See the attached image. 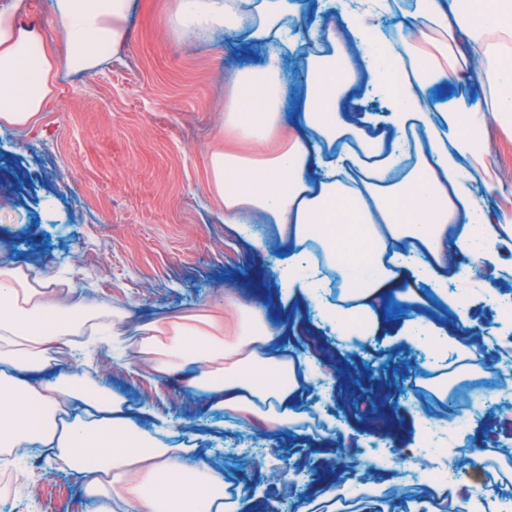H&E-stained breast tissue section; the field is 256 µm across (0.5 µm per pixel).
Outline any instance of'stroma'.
Here are the masks:
<instances>
[{
	"instance_id": "35a3bbf8",
	"label": "stroma",
	"mask_w": 512,
	"mask_h": 512,
	"mask_svg": "<svg viewBox=\"0 0 512 512\" xmlns=\"http://www.w3.org/2000/svg\"><path fill=\"white\" fill-rule=\"evenodd\" d=\"M168 0H133L126 42L118 58L95 71L60 70L56 91L39 122L24 130L0 125V261L66 273L84 296L124 309L126 336L151 321L194 316L220 306L225 320L235 301L266 310L282 327L280 350L312 357L326 370H347L355 385H339L328 396L302 386V408L331 416L330 434L296 428L270 436L245 421L217 428L223 413L210 409L207 395L177 379L153 382L139 364L112 353L111 342L91 352L96 382L144 407V427L153 417L174 426L176 440L198 442L211 465L232 485L246 484L255 500L284 508L280 481L284 460L300 466L298 498L312 501L326 476L356 485L376 452L402 454L426 439L413 417L447 413L432 391L414 344L403 340V320L413 307L432 301L430 288H397L383 306L386 327L370 348L343 349L330 330L317 328L309 306L275 301L278 283L270 256L288 248L274 225L228 224L208 186V159L224 118L228 77L259 64L262 47L224 31L174 37L165 33ZM474 174L473 191L493 223L512 219V115L477 128L474 156L464 158ZM261 233L262 248L250 241ZM483 280L448 283L449 296L471 310L466 329L481 336L470 372L499 366L507 332L487 298ZM472 449L512 446V420L490 411L469 431ZM347 446L360 461L337 471L336 450ZM247 448L248 462L226 457L225 449ZM23 490L0 484V512H90L75 475L40 456L18 469ZM376 481L392 495L367 501L352 493L344 512H419L435 506L432 483L400 485L397 469Z\"/></svg>"
}]
</instances>
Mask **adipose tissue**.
<instances>
[{"label":"adipose tissue","instance_id":"obj_1","mask_svg":"<svg viewBox=\"0 0 512 512\" xmlns=\"http://www.w3.org/2000/svg\"><path fill=\"white\" fill-rule=\"evenodd\" d=\"M336 0H318L304 14L299 0H168L165 29L173 36L224 29L266 46L257 67L232 78L224 96V130L239 138H286L272 158L253 164L217 150L209 189L224 221L251 211L276 224L288 254L276 261L282 301H310L320 325L346 343L383 332L381 301L407 280L448 299L449 256L488 246L512 226L496 228L460 175L472 154L471 132L486 114L512 113V0H416L402 11L392 41L367 13L328 14ZM131 0H53L71 68L94 70L104 47L120 51ZM27 0H0V123H37L56 86L58 62L42 47L38 26L24 22ZM305 17L312 40L329 53L305 58V92L284 133L280 74L284 49H297L288 20ZM439 32L432 51L415 44ZM458 85L447 103L429 104V88ZM386 88L383 114L366 125L349 121L354 105ZM320 246L341 276L337 300L313 258ZM123 314L76 297L56 274L0 265V455L43 448L73 472L93 512H242L245 489L228 497L223 478L186 444L158 440L142 428L123 398L80 369L52 367L60 349H76L86 333L117 336ZM237 336L224 342V316L148 322L138 328L136 355L155 380L185 365L191 388L215 408L251 415L278 429L303 419L297 393L312 367L280 355L281 327L249 304L237 306Z\"/></svg>","mask_w":512,"mask_h":512}]
</instances>
